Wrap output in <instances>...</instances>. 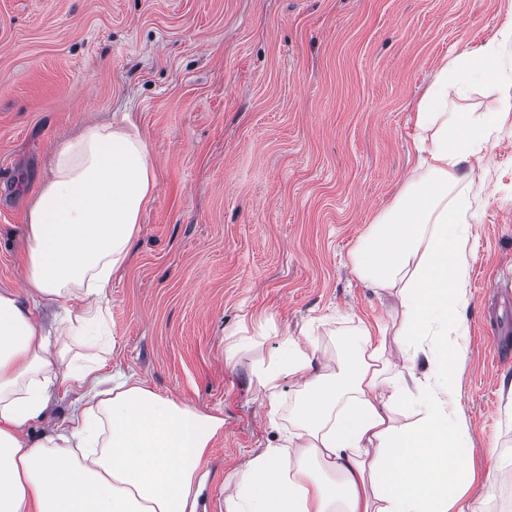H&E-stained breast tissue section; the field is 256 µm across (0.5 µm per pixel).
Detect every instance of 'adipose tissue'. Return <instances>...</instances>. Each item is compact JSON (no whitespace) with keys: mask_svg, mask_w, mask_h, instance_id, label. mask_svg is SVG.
Returning a JSON list of instances; mask_svg holds the SVG:
<instances>
[{"mask_svg":"<svg viewBox=\"0 0 512 512\" xmlns=\"http://www.w3.org/2000/svg\"><path fill=\"white\" fill-rule=\"evenodd\" d=\"M494 40L443 63L419 102L414 176L350 254L366 286L400 309L359 322L338 361L313 332L256 361L257 397L276 416L282 383L299 402L277 442L224 486V512H479L470 434L457 410L468 299L471 190L487 134L512 112ZM499 90L492 112H461L474 86ZM151 149L133 121L96 124L57 143L26 213L24 285L0 292V512H196L197 476L222 416L154 391L132 373L104 375L94 351L112 276L151 203ZM57 309L55 328L35 315ZM76 381L66 424L36 438L51 393Z\"/></svg>","mask_w":512,"mask_h":512,"instance_id":"obj_1","label":"adipose tissue"}]
</instances>
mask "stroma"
I'll use <instances>...</instances> for the list:
<instances>
[{
  "label": "stroma",
  "mask_w": 512,
  "mask_h": 512,
  "mask_svg": "<svg viewBox=\"0 0 512 512\" xmlns=\"http://www.w3.org/2000/svg\"><path fill=\"white\" fill-rule=\"evenodd\" d=\"M512 0H0V291L20 290L29 201L53 144L131 115L157 188L108 291L106 367L224 418L196 512L275 442L251 366L317 323L340 353L391 303L350 252L413 163L412 114L445 60L493 39ZM470 227L461 416L483 512H512V358L494 331L512 275V112L491 136ZM255 347L224 349L239 323Z\"/></svg>",
  "instance_id": "stroma-1"
}]
</instances>
